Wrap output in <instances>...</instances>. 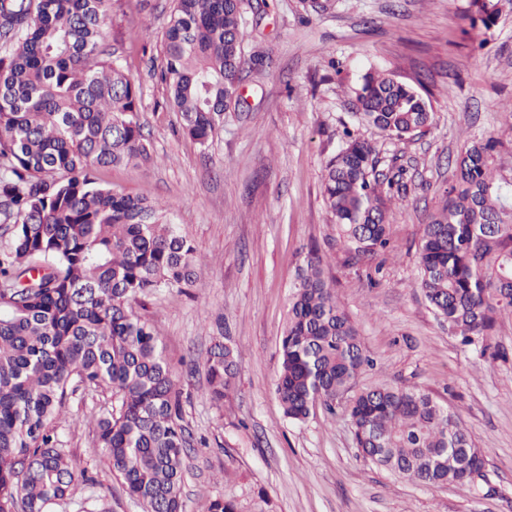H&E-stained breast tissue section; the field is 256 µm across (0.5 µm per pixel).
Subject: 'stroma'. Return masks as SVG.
Returning a JSON list of instances; mask_svg holds the SVG:
<instances>
[{"label":"stroma","mask_w":512,"mask_h":512,"mask_svg":"<svg viewBox=\"0 0 512 512\" xmlns=\"http://www.w3.org/2000/svg\"><path fill=\"white\" fill-rule=\"evenodd\" d=\"M469 0H330L306 17L301 0H248L243 49L253 63L239 109L207 146L184 136L155 71L174 0H120L106 41L141 92L152 161L101 171L102 183L171 205L196 247L199 279L142 298L179 388L183 424L205 444L187 450L186 512L232 499L240 512H512V317L490 340L506 358L460 346L414 281L418 243L440 209L454 161L473 138L512 124V11L476 49ZM262 51L266 60H254ZM416 85L427 102L424 135L393 141L354 113L367 71ZM351 128L408 170L406 201L389 206L394 249L380 274L351 267L333 246L322 182ZM327 255L336 297L374 361L358 388L414 386L456 412L487 451L481 493L418 485L363 457L347 416L322 408L296 422L275 395L281 336L298 266L310 245ZM238 352V377L212 402L202 362L219 337ZM111 393L77 391L52 425L84 480L50 512H142L104 465L95 420Z\"/></svg>","instance_id":"stroma-1"}]
</instances>
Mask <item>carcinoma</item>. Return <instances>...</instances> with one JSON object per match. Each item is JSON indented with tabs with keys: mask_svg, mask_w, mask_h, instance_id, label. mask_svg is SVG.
<instances>
[{
	"mask_svg": "<svg viewBox=\"0 0 512 512\" xmlns=\"http://www.w3.org/2000/svg\"><path fill=\"white\" fill-rule=\"evenodd\" d=\"M512 0H469L472 29L495 28ZM113 0H0V512H47L84 477L51 422L79 386L108 390L96 419L105 465L143 512H185L183 458L191 436L182 393L152 323L132 304L198 280L196 249L166 204L118 191L103 168L151 159L140 91L106 45ZM241 0H175L159 78L184 133L206 146L239 98L246 60ZM361 120L396 141L425 133L422 95L369 72L354 90ZM322 185L336 246L352 266L390 248L388 204L407 198V169L353 131ZM502 142L480 137L460 154L447 201L424 225L415 287L448 333L484 353L497 319L512 316V177L497 176ZM314 246L298 267L275 394L305 421L316 404L345 409L372 463L416 483L486 481V451L429 394L380 382L353 392L369 364L359 333ZM210 398L234 388V349L204 361Z\"/></svg>",
	"mask_w": 512,
	"mask_h": 512,
	"instance_id": "cac0c4a2",
	"label": "carcinoma"
}]
</instances>
